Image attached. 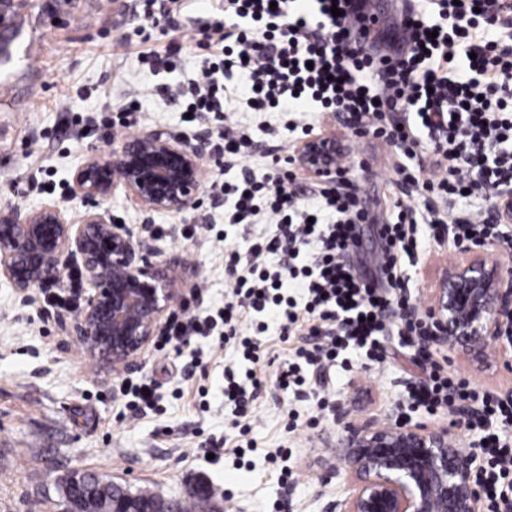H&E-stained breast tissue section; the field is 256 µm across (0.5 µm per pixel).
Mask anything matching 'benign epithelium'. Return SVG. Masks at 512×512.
Segmentation results:
<instances>
[{
    "mask_svg": "<svg viewBox=\"0 0 512 512\" xmlns=\"http://www.w3.org/2000/svg\"><path fill=\"white\" fill-rule=\"evenodd\" d=\"M198 137L143 127L92 150L77 165L71 194L86 206L77 223L56 205L0 213V274L26 293L62 279L65 260L78 264L87 295L73 331L95 360L131 363L164 331L167 313L181 296L155 245L153 225L133 230L112 222L103 204L116 192L145 212L182 214L193 207L204 178ZM296 164L308 177L336 179V134L297 145ZM495 206L512 223V191ZM424 316L433 335L420 346H440L472 358L487 357L492 342L512 351V270L488 245H468L443 272ZM343 469L354 481L351 496L325 512H481L479 455L450 438V428L389 419L383 425L350 420L340 439Z\"/></svg>",
    "mask_w": 512,
    "mask_h": 512,
    "instance_id": "obj_1",
    "label": "benign epithelium"
}]
</instances>
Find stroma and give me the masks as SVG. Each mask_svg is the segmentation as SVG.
<instances>
[{"instance_id": "1", "label": "stroma", "mask_w": 512, "mask_h": 512, "mask_svg": "<svg viewBox=\"0 0 512 512\" xmlns=\"http://www.w3.org/2000/svg\"><path fill=\"white\" fill-rule=\"evenodd\" d=\"M168 7L169 0H155L150 8L144 0H32L21 10V38L11 62L0 67V209L54 204L79 219L85 206L69 195L72 173L88 151L106 149L96 121L115 105L137 100L140 126L190 132L181 106L154 89L188 85L205 51L189 45L177 67L159 73L140 58L144 48L168 45ZM223 16L224 0H181L178 34L189 44ZM228 120L248 128L253 156L244 166L221 167L213 147H206L204 185L186 213H145L120 192L105 203L112 219L129 227H164L156 245L172 260L168 274L190 315L223 307L224 243L250 236L249 226L225 223V204L207 186L246 170L262 177L271 165L268 151L289 146L286 123H321L348 138L359 162L350 178L369 208L383 210L404 198L385 158L388 147L373 135H349L309 112H254L243 104ZM190 224L212 225L213 237L204 245L183 238L180 231ZM422 251L424 260L409 271V292L424 310L457 254L429 241ZM76 318L64 309L45 312L38 290L17 292L0 276V512H58L59 479L71 470L180 501L203 484L223 512H324L350 492L347 479L328 477L340 464L344 413L378 425L391 416L431 427L454 419L445 410L431 415L408 407L406 386L424 372L414 348L400 346L394 335L381 338L382 364L348 353L344 366L309 368L305 395L286 397L275 385V366L293 343L271 313L263 341L276 363L261 371L264 385L242 435L224 407V368L235 363V352L220 347L217 336L193 338L180 354L151 347L124 367L87 356L79 339L63 330ZM447 369L481 391L512 394V370L500 354L478 366L452 352ZM123 373L154 383L157 410L126 413L116 386ZM321 397L326 407L320 411ZM215 445L224 448L217 461L208 457ZM238 445L243 455L234 454ZM286 467L294 480H281Z\"/></svg>"}]
</instances>
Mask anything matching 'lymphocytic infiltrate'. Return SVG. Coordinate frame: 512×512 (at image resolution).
<instances>
[{"mask_svg":"<svg viewBox=\"0 0 512 512\" xmlns=\"http://www.w3.org/2000/svg\"><path fill=\"white\" fill-rule=\"evenodd\" d=\"M308 2L304 10L299 0H224L223 22L195 40L210 57L184 95L187 112L223 114L232 104L230 81H240L238 94L252 110L319 112L347 130L375 134L398 155L403 185L437 201L420 212L398 202L383 217L366 209L348 177L346 142L336 147L335 183L320 186L310 208L290 169L212 184L232 202L229 223L264 222L276 231L246 252L226 248L224 308L200 321L172 315L157 347L181 351L190 336L223 323L224 342L246 363L242 377L225 375L224 403L237 418L247 416L261 387L258 372L271 362L262 348L269 311L279 313L283 335L301 338L276 377L284 392L302 395L306 368L334 364L346 351L381 362V333L392 331L405 346L431 333L428 322L402 315L410 305L407 269L421 260V228L440 247L501 238V216L486 202L512 187V151L503 148L512 142V25L487 0H420L394 30L370 39L356 33L352 0ZM404 112L416 123L403 122ZM362 224L379 228L374 278L347 259ZM287 282L305 288L304 303L284 293ZM419 356L426 377L408 388V399L431 414L475 403L464 422L484 433L480 484L488 512H512V443L504 437L512 401L448 373L436 350Z\"/></svg>","mask_w":512,"mask_h":512,"instance_id":"1","label":"lymphocytic infiltrate"}]
</instances>
